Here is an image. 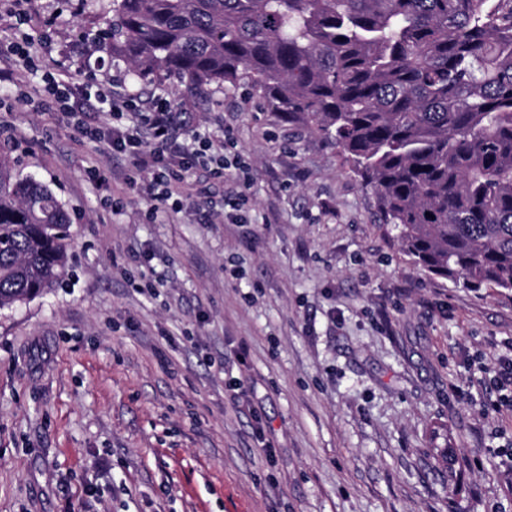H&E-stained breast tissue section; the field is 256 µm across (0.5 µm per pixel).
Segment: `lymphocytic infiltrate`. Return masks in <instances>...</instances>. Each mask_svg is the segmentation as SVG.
I'll use <instances>...</instances> for the list:
<instances>
[{
    "label": "lymphocytic infiltrate",
    "instance_id": "1",
    "mask_svg": "<svg viewBox=\"0 0 512 512\" xmlns=\"http://www.w3.org/2000/svg\"><path fill=\"white\" fill-rule=\"evenodd\" d=\"M33 94L44 109L71 118L82 135L126 155L136 167L149 173L139 193L172 212H180L184 206L181 184L187 176L203 172L213 178L235 180L238 191L224 204L230 209L231 221H241L249 203V165L241 154L228 153L229 134L200 135L190 112L176 111L173 102L163 96L143 111L131 96L110 99L88 89L76 91L61 71L46 75ZM105 113L115 119V126L103 127L101 116Z\"/></svg>",
    "mask_w": 512,
    "mask_h": 512
}]
</instances>
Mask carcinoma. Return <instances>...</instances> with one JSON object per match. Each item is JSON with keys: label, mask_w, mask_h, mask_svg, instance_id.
<instances>
[{"label": "carcinoma", "mask_w": 512, "mask_h": 512, "mask_svg": "<svg viewBox=\"0 0 512 512\" xmlns=\"http://www.w3.org/2000/svg\"><path fill=\"white\" fill-rule=\"evenodd\" d=\"M98 48L141 80L250 85L341 148L415 264L512 294V0H112ZM70 246L50 185L0 155V308L62 283Z\"/></svg>", "instance_id": "obj_1"}]
</instances>
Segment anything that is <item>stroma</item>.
I'll return each instance as SVG.
<instances>
[{
	"label": "stroma",
	"instance_id": "35a3bbf8",
	"mask_svg": "<svg viewBox=\"0 0 512 512\" xmlns=\"http://www.w3.org/2000/svg\"><path fill=\"white\" fill-rule=\"evenodd\" d=\"M111 16L112 0H35L31 28L53 41L39 72L163 92L231 128L252 208L202 223L189 186L148 221L128 158L0 84L8 152L73 235L63 285L0 309V512H512V415L487 408L512 298L420 271L340 149L249 86L135 83L94 46Z\"/></svg>",
	"mask_w": 512,
	"mask_h": 512
}]
</instances>
